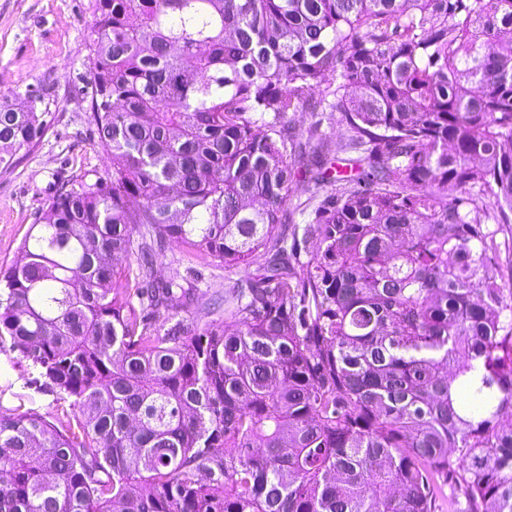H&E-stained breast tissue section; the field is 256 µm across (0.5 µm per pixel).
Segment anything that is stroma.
<instances>
[{
	"mask_svg": "<svg viewBox=\"0 0 512 512\" xmlns=\"http://www.w3.org/2000/svg\"><path fill=\"white\" fill-rule=\"evenodd\" d=\"M96 15V0H0V98L32 88L44 101L48 129L32 149L16 153L0 167V268L14 264L20 246L58 185L80 176L95 177L110 168L92 119L91 86L85 66ZM166 277H198L206 294L224 293L247 268L225 270L175 246L157 263ZM35 370L16 353L0 351V385L12 383L13 395L0 405L18 407V394L30 395L42 411L67 418L69 404L32 387Z\"/></svg>",
	"mask_w": 512,
	"mask_h": 512,
	"instance_id": "stroma-1",
	"label": "stroma"
}]
</instances>
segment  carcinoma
<instances>
[{
    "label": "carcinoma",
    "mask_w": 512,
    "mask_h": 512,
    "mask_svg": "<svg viewBox=\"0 0 512 512\" xmlns=\"http://www.w3.org/2000/svg\"><path fill=\"white\" fill-rule=\"evenodd\" d=\"M96 12L112 168L0 270V348L74 415L0 414V512H434L441 475L456 512H512V0ZM41 103L0 101V164ZM301 108L344 133L303 139ZM173 244L256 274L205 300L154 276ZM315 191L316 189L314 185L304 178H299L292 184V190L288 197L287 208L288 212H294L293 219L296 224L303 225L302 222L304 219V216L301 215L299 210H296V207H298L299 204L304 205L307 200L313 196Z\"/></svg>",
    "instance_id": "cac0c4a2"
}]
</instances>
